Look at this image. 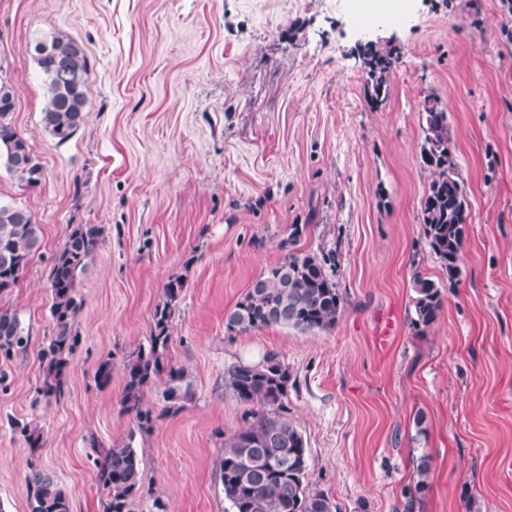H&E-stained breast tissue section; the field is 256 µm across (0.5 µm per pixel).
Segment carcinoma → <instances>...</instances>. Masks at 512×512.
Listing matches in <instances>:
<instances>
[{
	"instance_id": "1",
	"label": "carcinoma",
	"mask_w": 512,
	"mask_h": 512,
	"mask_svg": "<svg viewBox=\"0 0 512 512\" xmlns=\"http://www.w3.org/2000/svg\"><path fill=\"white\" fill-rule=\"evenodd\" d=\"M360 58L366 72L368 99L377 108L388 96L393 68L399 56L388 44L363 47ZM34 59L45 76V102L41 121L59 143L68 141L85 119L86 80L89 59L82 44L56 36L34 45ZM15 108L12 87L0 81V167L19 183L39 185L43 166L27 140L11 122ZM421 158L429 173L428 190L420 216L425 236L434 253L448 269V281L459 274V261L466 233V203L458 165L450 148L447 112L436 97L424 99ZM102 234L97 224L70 226L64 248L53 260L49 275L53 333L40 349L43 369L37 394L46 402L64 393L69 356L80 339L74 323L82 308L77 282ZM41 245V229L30 212L0 203V357L8 360L27 349L29 334L18 314L3 303L16 287L23 270ZM335 255L290 250L280 262L267 268L225 317L230 333L280 326L299 330L327 329L336 325L341 297L333 279ZM184 281L170 280L155 307L148 348L138 347L124 364L122 410L133 416L141 432L152 429L156 419L182 410L192 401L190 385L182 367L167 366L165 352L171 338V323L182 298ZM415 324L423 329L437 318L443 306L442 288L420 274L411 283ZM164 379L163 404L159 410L144 405L145 394ZM290 373L280 355L269 351L257 363H237L224 370V389L246 410L245 425L224 438L219 460L224 497L233 512H336V505L308 481L306 440L288 418L284 398ZM8 426L19 433L30 451L40 448L41 426L34 420L7 417ZM92 463L105 496L104 512H135L143 495L142 460L129 447H93ZM427 458L415 468L414 484L404 489L406 510L429 484ZM30 512H70L65 490L45 470L31 467L25 476Z\"/></svg>"
}]
</instances>
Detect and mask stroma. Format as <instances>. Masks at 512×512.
I'll return each instance as SVG.
<instances>
[{"mask_svg": "<svg viewBox=\"0 0 512 512\" xmlns=\"http://www.w3.org/2000/svg\"><path fill=\"white\" fill-rule=\"evenodd\" d=\"M502 0H406L362 26L354 0H0V80L12 122L43 166L27 187L0 169V202L41 227L8 300L29 346L0 360V512H29L25 475L43 468L70 512H102L90 455L131 445L149 495L136 512H231L218 461L244 424L224 389L231 364L278 352L285 403L309 448L308 481L338 512H512V35ZM80 42L89 58L84 124L57 143L41 123L36 42ZM401 57L371 107L361 42ZM448 114L468 204L460 274L449 280L419 220L428 174L422 109ZM72 224L100 242L78 280L59 400L37 401L52 334L49 273ZM305 225L291 242L292 225ZM291 249L336 254L335 327L228 334L224 317ZM440 283L419 331L410 281ZM183 278L168 364L193 400L138 431L122 412L123 365L147 345L165 284ZM112 381L98 387L99 362ZM35 419L29 452L7 416ZM429 488L406 510L421 456Z\"/></svg>", "mask_w": 512, "mask_h": 512, "instance_id": "stroma-1", "label": "stroma"}]
</instances>
